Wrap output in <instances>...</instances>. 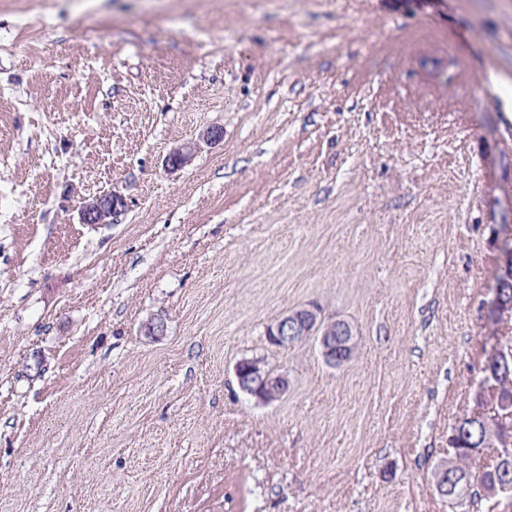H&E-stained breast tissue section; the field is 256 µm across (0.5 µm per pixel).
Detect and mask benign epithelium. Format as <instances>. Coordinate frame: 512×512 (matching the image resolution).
<instances>
[{
    "label": "benign epithelium",
    "instance_id": "benign-epithelium-1",
    "mask_svg": "<svg viewBox=\"0 0 512 512\" xmlns=\"http://www.w3.org/2000/svg\"><path fill=\"white\" fill-rule=\"evenodd\" d=\"M197 149L195 143H185L173 148L167 158L166 166L179 169L191 163ZM125 199L115 193H106L88 199L80 212L84 224H109L112 218L125 208ZM504 278L497 284L493 305L499 312L512 308L506 302L502 288L512 281V252L506 251L504 256ZM166 331L165 318L159 314L151 316L142 325L146 336H161ZM270 344L286 347L303 342L311 337L317 339L321 353L331 366H340L349 361L357 350L356 333L352 325L343 320H325L314 308H300L281 315L266 332ZM235 373L241 389L261 403H272L281 398L288 390V379L283 375L271 373L264 362L259 359H243L236 364ZM482 425L485 436L483 442L473 447L476 452L494 441L500 447L498 461L512 459V424L506 423L496 416L477 410L469 415ZM453 465L444 464L434 472V484L437 492L445 497L457 496L460 486L455 484Z\"/></svg>",
    "mask_w": 512,
    "mask_h": 512
}]
</instances>
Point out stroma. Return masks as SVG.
<instances>
[{
	"instance_id": "stroma-1",
	"label": "stroma",
	"mask_w": 512,
	"mask_h": 512,
	"mask_svg": "<svg viewBox=\"0 0 512 512\" xmlns=\"http://www.w3.org/2000/svg\"><path fill=\"white\" fill-rule=\"evenodd\" d=\"M508 95L512 0H0V512H512L433 481L512 336ZM125 199L116 192L89 198L80 212V219L85 224H108L112 218L125 208ZM503 275L504 278L502 282H499L495 288V294L493 299V305L497 309L498 312H505L508 311L511 308V302L512 301V288H505L506 283L511 281L512 278V253L510 249L505 252L504 256V266H503ZM511 276V277H510ZM500 288L504 289L506 291V298L504 296V292L500 290ZM266 335L269 343L276 347H288L314 337L323 358L334 367L349 361L358 346L349 322L325 320L314 308L295 309L281 315L267 328ZM235 373L241 389L261 403H272L288 390V379L274 375L259 359L240 360Z\"/></svg>"
}]
</instances>
